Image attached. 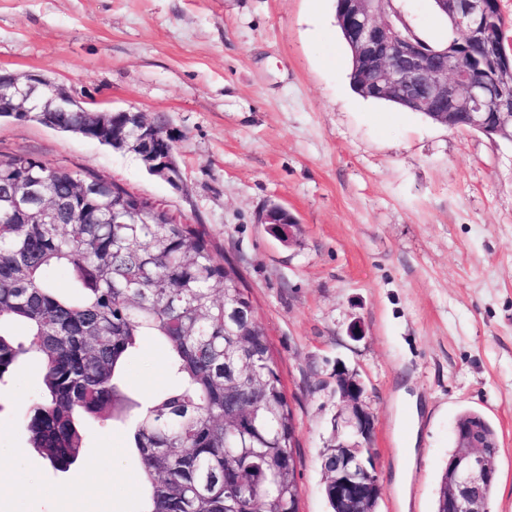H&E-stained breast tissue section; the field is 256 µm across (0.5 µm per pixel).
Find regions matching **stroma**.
I'll return each mask as SVG.
<instances>
[{
	"instance_id": "35a3bbf8",
	"label": "stroma",
	"mask_w": 512,
	"mask_h": 512,
	"mask_svg": "<svg viewBox=\"0 0 512 512\" xmlns=\"http://www.w3.org/2000/svg\"><path fill=\"white\" fill-rule=\"evenodd\" d=\"M430 41V0H397ZM336 0H0V70L82 105L163 116L182 180L35 121L0 118V156L77 166L167 205L232 265L268 334L296 424L298 512H332L337 364L376 418V512H434L466 410L498 434L488 512H512V142L450 130L350 86ZM297 220L292 243L256 217ZM362 334L351 337L352 326ZM144 339L121 379L145 402L172 381ZM29 362L0 383V512H142L117 420L85 422L80 461L51 468L18 420L42 390Z\"/></svg>"
}]
</instances>
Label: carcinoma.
<instances>
[{"mask_svg":"<svg viewBox=\"0 0 512 512\" xmlns=\"http://www.w3.org/2000/svg\"><path fill=\"white\" fill-rule=\"evenodd\" d=\"M505 26L499 0H489L487 38L472 54L495 56ZM35 120L112 145L110 114L103 123L85 112ZM43 196L56 201L60 223L40 220ZM125 196L90 171L25 154L0 161V382L25 357L42 365L44 390L22 420L31 447L58 471L75 464L84 419L129 408L120 376L152 336L174 387L135 404L128 419L143 512H298L288 473L294 416L236 271L201 230L163 213L152 224L112 223ZM58 271L68 287L56 285Z\"/></svg>","mask_w":512,"mask_h":512,"instance_id":"cac0c4a2","label":"carcinoma"}]
</instances>
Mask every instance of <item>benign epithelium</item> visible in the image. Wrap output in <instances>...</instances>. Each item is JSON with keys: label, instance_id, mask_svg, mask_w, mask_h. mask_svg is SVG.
I'll use <instances>...</instances> for the list:
<instances>
[{"label": "benign epithelium", "instance_id": "1", "mask_svg": "<svg viewBox=\"0 0 512 512\" xmlns=\"http://www.w3.org/2000/svg\"><path fill=\"white\" fill-rule=\"evenodd\" d=\"M395 0H340L343 12L338 23L348 34L362 66L360 81L365 92L381 98H397L410 110L424 114L449 129L460 128L459 116L466 112L473 129L490 137L512 141V41L500 45L494 72L483 71L465 61L467 44L485 35L487 0H435L459 38L435 57L420 39L403 31L394 18L403 14ZM85 112L92 119L106 110L81 105L61 86L38 75H9L0 83V113L11 117L32 112ZM123 127L140 132L136 142L140 158L151 173L172 184L182 175L174 145L180 135L171 128L158 129L140 111L119 109ZM157 211L173 214L167 206L137 196L121 210H112V223L137 224ZM286 209L271 204L259 219L261 224H278V238L290 242L295 219L283 220ZM335 392L341 403L336 425L351 429L359 441L349 444L336 436V458L323 460L324 473L336 475V507L342 512H374L380 486L370 441L375 419L365 402V387L357 373L336 366ZM458 451L445 468L448 478L445 499L448 512H486L482 488L497 478L495 453L476 423L455 429Z\"/></svg>", "mask_w": 512, "mask_h": 512}]
</instances>
